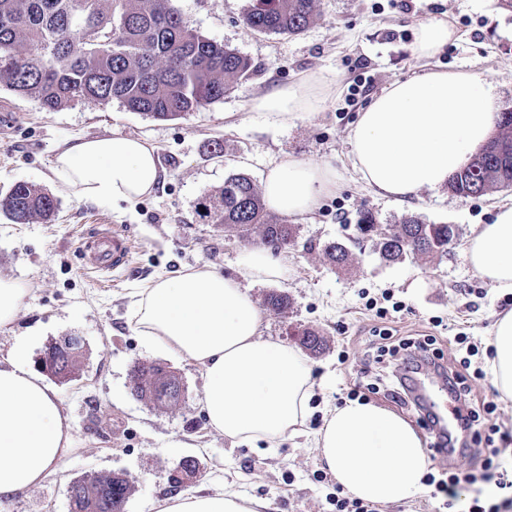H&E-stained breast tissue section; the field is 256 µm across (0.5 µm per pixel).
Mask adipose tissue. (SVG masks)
I'll return each mask as SVG.
<instances>
[{
	"mask_svg": "<svg viewBox=\"0 0 512 512\" xmlns=\"http://www.w3.org/2000/svg\"><path fill=\"white\" fill-rule=\"evenodd\" d=\"M455 35L448 21L421 22L412 51L440 53ZM324 71L254 97L253 112L288 118L318 111L335 97ZM500 120L491 81L467 73L427 72L394 82L375 96L350 130V157L378 196L405 202L447 185L487 143ZM56 185L79 199L132 201L151 194L163 178L146 140L119 134L90 136L55 156ZM329 164L285 157L262 184L268 208L285 216L314 213L335 193ZM467 255L475 273L512 293V203L496 206L492 223L478 226ZM242 279L207 266L185 268L139 292L132 318L140 334L168 354L197 365L210 428L235 442L268 445L300 433L313 390L302 353L261 333V311L249 294L254 283L277 281L287 265L258 247L240 258ZM491 375L512 401V312L496 322L490 341ZM75 443L70 419L53 388L32 366L23 345L0 359V503L41 486ZM314 445L325 469L351 498L388 505L413 500L424 489L428 460L414 428L372 403L350 401L327 409ZM260 499L233 493L176 494L160 512H265Z\"/></svg>",
	"mask_w": 512,
	"mask_h": 512,
	"instance_id": "adipose-tissue-1",
	"label": "adipose tissue"
}]
</instances>
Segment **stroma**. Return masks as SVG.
I'll return each instance as SVG.
<instances>
[{"label":"stroma","mask_w":512,"mask_h":512,"mask_svg":"<svg viewBox=\"0 0 512 512\" xmlns=\"http://www.w3.org/2000/svg\"><path fill=\"white\" fill-rule=\"evenodd\" d=\"M175 5L193 27L247 56L255 67L206 110L162 121L116 102L86 100L47 112L37 101L0 88V194L27 182L58 201L48 222L15 224L0 214V276L26 279L31 288L15 323L0 330V355L21 337L29 338L35 362L61 337L77 335L85 342L78 375L54 385L71 419L75 446L42 487L0 504V512H70L73 481L118 470L136 481L124 512H159L170 493L168 474L186 457L195 458L203 471L188 493L257 498L267 502L266 512H331L326 495L335 491L336 481L323 477L312 436L326 407L349 401L375 331L431 335L444 354L463 334L478 346L481 362L490 360L489 340L505 312V296L475 274L466 244L477 225L492 220L496 203L512 199V190L478 198L445 188L424 190L408 203L381 198L353 170L348 133L374 95L432 70L492 79L501 111L512 110V11L500 8L499 0H319L318 18L301 34L284 36L243 24L249 0H176ZM435 16L448 20L458 38L434 58H417L415 29ZM318 69L334 73L338 87L335 99L319 111L276 119L248 110L255 95ZM112 133L155 146L164 170L156 191L130 203L83 201L57 191L51 164L65 144ZM215 141L223 146L222 157L210 154ZM286 153L331 164L339 188L314 214L299 219L296 244L280 253L287 276L273 285H253L250 293L258 302L275 289L291 298L288 314L264 313L265 337L292 345L299 331L313 328L326 346L308 358L314 388L302 436L255 449L211 430L202 410L199 367L147 344L131 312L141 288L183 268L206 265L239 276V257L249 241L208 223L199 204L217 195L229 174L242 172L260 181ZM363 208L383 224L409 213L429 224L455 225L458 242L447 257L395 265L381 262L364 242L352 249L351 270L336 271L324 261L322 247L346 239ZM102 224L125 230L132 242L129 264L108 274L87 269L81 258L84 241ZM385 293L405 303L401 317L367 308L369 298ZM138 361H161L179 374L185 388L181 414L162 413L133 397L129 372ZM362 381V401L401 416L424 444H431L417 415L387 397L383 377L373 374ZM473 388L496 402V410L481 413L480 422L485 428L498 426L494 445L512 461V402L502 400L491 377L475 381Z\"/></svg>","instance_id":"1"}]
</instances>
